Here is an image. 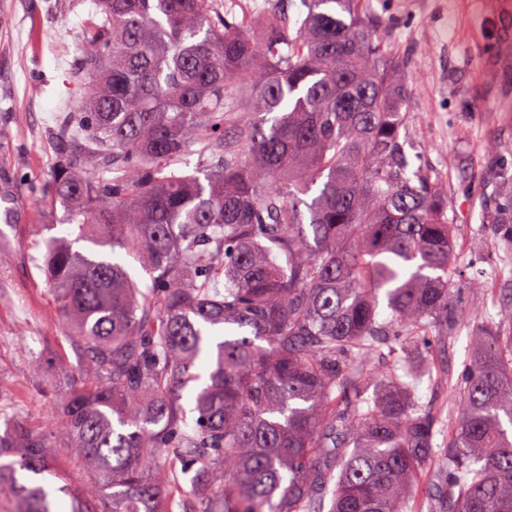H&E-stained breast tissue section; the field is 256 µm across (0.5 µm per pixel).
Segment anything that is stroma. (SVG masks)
Returning a JSON list of instances; mask_svg holds the SVG:
<instances>
[{
  "label": "stroma",
  "mask_w": 512,
  "mask_h": 512,
  "mask_svg": "<svg viewBox=\"0 0 512 512\" xmlns=\"http://www.w3.org/2000/svg\"><path fill=\"white\" fill-rule=\"evenodd\" d=\"M96 0H0V415L47 430L58 400L85 381L64 319L39 268L48 238L64 235L65 212L41 203ZM382 21L380 35L407 66L404 110L413 167L448 199L458 254L485 285L483 308L459 290L461 326L436 365L451 384L421 382L417 395L444 414L457 407V380L472 349L470 330L512 303V242L490 216L512 200V0H360Z\"/></svg>",
  "instance_id": "obj_1"
}]
</instances>
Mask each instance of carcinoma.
Listing matches in <instances>:
<instances>
[{
    "label": "carcinoma",
    "instance_id": "1",
    "mask_svg": "<svg viewBox=\"0 0 512 512\" xmlns=\"http://www.w3.org/2000/svg\"><path fill=\"white\" fill-rule=\"evenodd\" d=\"M357 4L293 0L292 35L284 0H99L44 195L77 235L41 265L87 382L54 430L0 434V473L43 479H0L11 512H169L177 472L196 512H413L425 474L428 512H512V307L473 330L437 443L416 387L443 378L454 289L483 284L455 280L448 203L401 135L405 64ZM56 448L91 474L68 505Z\"/></svg>",
    "mask_w": 512,
    "mask_h": 512
}]
</instances>
